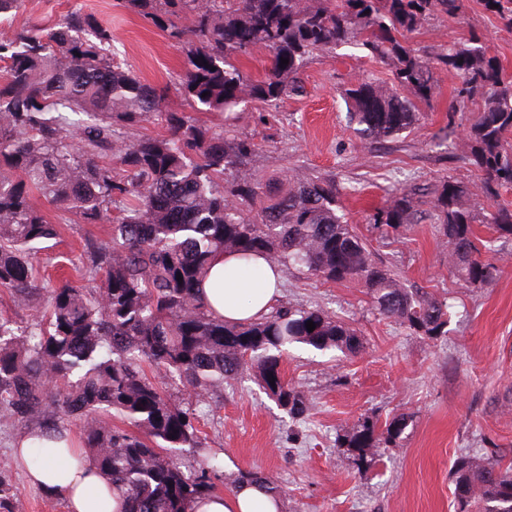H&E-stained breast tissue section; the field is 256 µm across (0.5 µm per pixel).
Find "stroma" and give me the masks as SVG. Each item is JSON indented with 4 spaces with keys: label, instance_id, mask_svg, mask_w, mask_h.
I'll return each instance as SVG.
<instances>
[{
    "label": "stroma",
    "instance_id": "1",
    "mask_svg": "<svg viewBox=\"0 0 512 512\" xmlns=\"http://www.w3.org/2000/svg\"><path fill=\"white\" fill-rule=\"evenodd\" d=\"M76 6L111 29L118 60L143 82L166 89L169 108L182 109L171 88L183 68L181 48L145 24L124 0H27L19 13L0 21V36L54 23ZM473 31L483 35L490 55L512 76V29L487 13L481 0H468L458 20H431L411 43L420 49L437 46ZM364 79L387 82L391 73L360 49L341 46L310 61L303 93L280 109L253 103L231 114L208 113L202 120L213 129L228 127L252 138L251 168L262 180L300 173L342 185L341 205L373 256L407 285L447 300L448 334L431 341L381 319L360 283L321 284L285 273L283 303L316 306L345 320L357 329L364 351L334 358L302 346L290 350L283 372L312 397L304 420L289 418L247 377L225 388L218 408L204 414L200 428L223 461L224 492L232 491L243 472L271 477L282 489L281 512H458L451 478L456 458L492 445L512 450V241L496 244L495 281L473 288L449 274L448 247L429 221L388 235L373 229L369 216L393 193L448 176L473 183L477 174L432 145L449 124L458 76L440 72L418 128L371 150L348 128L340 96L343 88ZM36 204L61 226L59 238L33 259L41 284H80L72 262L84 238L107 237L109 225L75 223L42 197ZM401 413L411 418L405 438L380 449L374 463L358 467L337 448V437L359 421L382 422ZM16 438L0 431V467L10 469L24 512H66L62 498L31 487L15 467L11 448Z\"/></svg>",
    "mask_w": 512,
    "mask_h": 512
}]
</instances>
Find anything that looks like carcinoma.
<instances>
[{
  "label": "carcinoma",
  "instance_id": "1",
  "mask_svg": "<svg viewBox=\"0 0 512 512\" xmlns=\"http://www.w3.org/2000/svg\"><path fill=\"white\" fill-rule=\"evenodd\" d=\"M124 3L183 49L178 91L187 109L167 108L163 90L116 59L111 30L79 7L50 26L0 38V297L36 311L31 319L0 315V427L39 437L77 422L80 453L121 492L119 512H190L217 493L222 476L197 409L252 370L263 392L302 420L311 398L282 372L288 347L345 356L363 349L349 323L318 307L280 305L239 324L214 315L200 283L215 253L261 255L324 284L358 281L377 315L432 341L448 335L450 321L446 300L407 287L375 260L342 210L336 181L296 174L272 191L247 169L253 142L213 131L199 115L248 102L277 109L303 92L313 57L353 45L392 73L389 85L364 80L342 92L353 133L370 148L411 133L437 71H455L462 84L450 112L465 119L468 134L456 144L450 120L436 141L460 152L479 183L450 177L396 192L369 223L394 232L414 223L429 198L448 267L482 288L498 273L495 239L512 240V208L498 203L500 190L512 188V78L475 34L421 52L408 44L429 20L460 18L465 0ZM483 5L512 27V0ZM256 49L269 54L261 79L237 65ZM149 121L167 134L131 136ZM37 195L78 224L111 225L108 238H85L78 257L77 271L93 287L40 285L32 256L59 229L35 205ZM477 224L494 236L481 239ZM172 384L195 405L176 404ZM410 422L406 414L382 428L364 420L337 447L370 464ZM187 457L195 465L185 472ZM452 481L464 512H512V462L503 463L500 449L460 456ZM244 482L281 493L270 477L241 473L235 483ZM0 512H22L3 470Z\"/></svg>",
  "mask_w": 512,
  "mask_h": 512
}]
</instances>
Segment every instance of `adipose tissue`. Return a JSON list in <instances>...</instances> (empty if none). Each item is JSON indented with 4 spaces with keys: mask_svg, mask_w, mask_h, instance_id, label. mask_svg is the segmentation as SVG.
<instances>
[{
    "mask_svg": "<svg viewBox=\"0 0 512 512\" xmlns=\"http://www.w3.org/2000/svg\"><path fill=\"white\" fill-rule=\"evenodd\" d=\"M283 271L257 258L243 263L233 255L215 254L201 282V296L212 312L231 323L268 314L281 289ZM38 464H31V456ZM25 466L27 480L48 496L62 497L67 512H116L118 494L109 489L92 462L74 465L65 442L22 437L14 457ZM281 504L257 484L242 485L227 494L196 500L191 512H280Z\"/></svg>",
    "mask_w": 512,
    "mask_h": 512,
    "instance_id": "adipose-tissue-1",
    "label": "adipose tissue"
}]
</instances>
